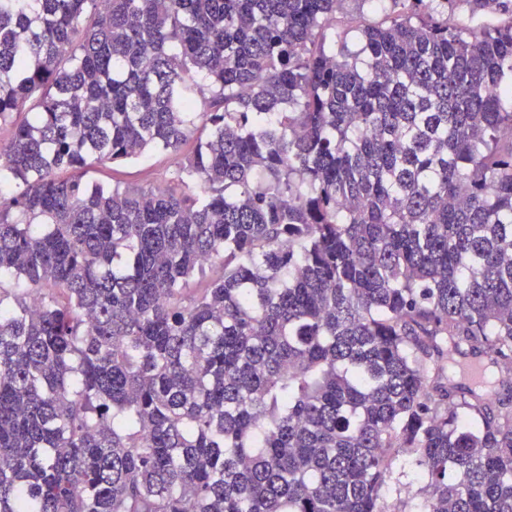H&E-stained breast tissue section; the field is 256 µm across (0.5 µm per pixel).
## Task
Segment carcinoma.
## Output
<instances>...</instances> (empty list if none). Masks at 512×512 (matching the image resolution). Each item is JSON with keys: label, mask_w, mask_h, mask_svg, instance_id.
<instances>
[{"label": "carcinoma", "mask_w": 512, "mask_h": 512, "mask_svg": "<svg viewBox=\"0 0 512 512\" xmlns=\"http://www.w3.org/2000/svg\"><path fill=\"white\" fill-rule=\"evenodd\" d=\"M343 2L0 0V512H512V4ZM393 9L391 0H346L341 12L336 14V25L352 22L354 26L382 23ZM192 147L191 139L183 152L151 153L137 162L114 166L107 164L93 170L90 176L111 185L119 184L121 187H177L176 171Z\"/></svg>", "instance_id": "1"}]
</instances>
